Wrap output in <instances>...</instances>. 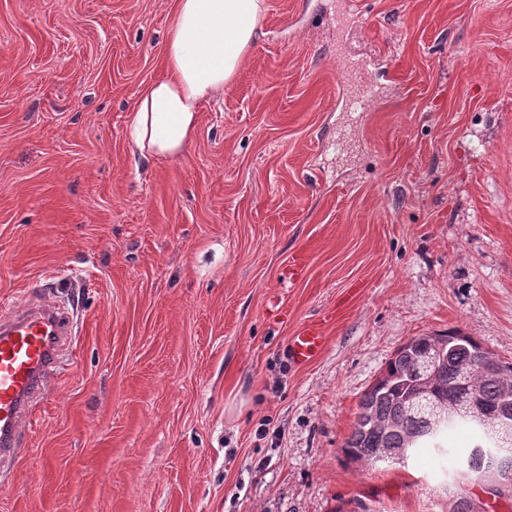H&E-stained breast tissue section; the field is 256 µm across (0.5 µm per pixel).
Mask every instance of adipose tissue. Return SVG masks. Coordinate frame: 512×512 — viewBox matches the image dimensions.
Here are the masks:
<instances>
[{"label": "adipose tissue", "instance_id": "obj_1", "mask_svg": "<svg viewBox=\"0 0 512 512\" xmlns=\"http://www.w3.org/2000/svg\"><path fill=\"white\" fill-rule=\"evenodd\" d=\"M266 0H176L164 35V74L137 93L128 146L143 160L189 146L203 103L222 96L263 34Z\"/></svg>", "mask_w": 512, "mask_h": 512}]
</instances>
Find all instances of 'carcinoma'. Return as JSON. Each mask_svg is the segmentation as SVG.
I'll list each match as a JSON object with an SVG mask.
<instances>
[{"label":"carcinoma","instance_id":"carcinoma-1","mask_svg":"<svg viewBox=\"0 0 512 512\" xmlns=\"http://www.w3.org/2000/svg\"><path fill=\"white\" fill-rule=\"evenodd\" d=\"M471 408L489 419L512 412V362L458 333L415 336L364 392L343 452L354 463L374 467L389 448L402 451L406 461L425 450L445 459L454 453L453 435L466 429L469 472L512 468V459L477 452L480 431L464 416Z\"/></svg>","mask_w":512,"mask_h":512}]
</instances>
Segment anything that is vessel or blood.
Instances as JSON below:
<instances>
[{"label": "vessel or blood", "mask_w": 512, "mask_h": 512, "mask_svg": "<svg viewBox=\"0 0 512 512\" xmlns=\"http://www.w3.org/2000/svg\"><path fill=\"white\" fill-rule=\"evenodd\" d=\"M64 313L49 303L0 314V471L9 469L19 452L21 424L45 396L47 380L61 364L67 341ZM320 327L307 324L290 338L288 354L298 366L322 351Z\"/></svg>", "instance_id": "b4317fda"}]
</instances>
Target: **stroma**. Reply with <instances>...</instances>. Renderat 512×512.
I'll list each match as a JSON object with an SVG mask.
<instances>
[{
	"label": "stroma",
	"instance_id": "stroma-1",
	"mask_svg": "<svg viewBox=\"0 0 512 512\" xmlns=\"http://www.w3.org/2000/svg\"><path fill=\"white\" fill-rule=\"evenodd\" d=\"M353 2L339 29L341 0H268L187 150L145 162L127 124L174 0H0V309L72 327L0 512H512L466 433L444 471L342 452L408 339L512 361V0ZM325 337L320 327L306 324L288 343V354L296 366H305L312 362L323 350Z\"/></svg>",
	"mask_w": 512,
	"mask_h": 512
}]
</instances>
